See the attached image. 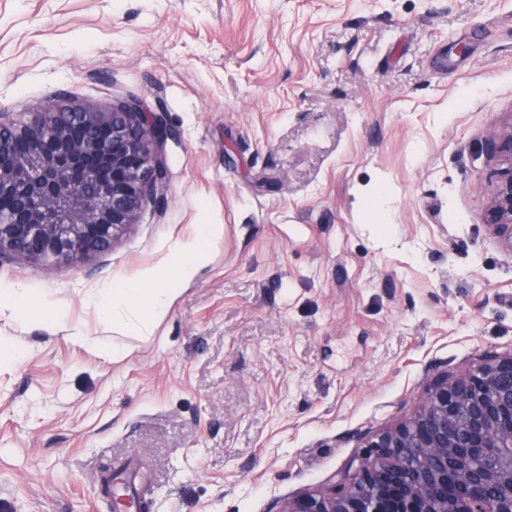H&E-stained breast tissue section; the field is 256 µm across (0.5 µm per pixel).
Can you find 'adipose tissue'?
Listing matches in <instances>:
<instances>
[{
    "label": "adipose tissue",
    "mask_w": 512,
    "mask_h": 512,
    "mask_svg": "<svg viewBox=\"0 0 512 512\" xmlns=\"http://www.w3.org/2000/svg\"><path fill=\"white\" fill-rule=\"evenodd\" d=\"M223 235V225H200L193 237L177 245L166 262L145 268L135 280L104 289L109 300L101 309L104 321L112 322L119 333L145 335L154 321L165 316L179 287L194 280L207 262L211 246Z\"/></svg>",
    "instance_id": "1"
}]
</instances>
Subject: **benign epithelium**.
<instances>
[{"mask_svg":"<svg viewBox=\"0 0 512 512\" xmlns=\"http://www.w3.org/2000/svg\"><path fill=\"white\" fill-rule=\"evenodd\" d=\"M169 127L141 100L105 109L58 98L17 119L0 111V262L78 264L165 202ZM501 161L485 210L512 251V121L489 142ZM338 487L270 512H512V355H486L367 441ZM113 512H149L115 491Z\"/></svg>","mask_w":512,"mask_h":512,"instance_id":"7a95c632","label":"benign epithelium"}]
</instances>
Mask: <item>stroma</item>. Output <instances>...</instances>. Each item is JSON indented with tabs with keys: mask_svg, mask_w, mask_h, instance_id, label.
Segmentation results:
<instances>
[{
	"mask_svg": "<svg viewBox=\"0 0 512 512\" xmlns=\"http://www.w3.org/2000/svg\"><path fill=\"white\" fill-rule=\"evenodd\" d=\"M162 110L169 191L76 266L0 263V512H266L337 484L437 381L512 353L484 221L512 119V0H0V110ZM224 237L151 335L94 297ZM84 336L100 347L81 344Z\"/></svg>",
	"mask_w": 512,
	"mask_h": 512,
	"instance_id": "1",
	"label": "stroma"
}]
</instances>
